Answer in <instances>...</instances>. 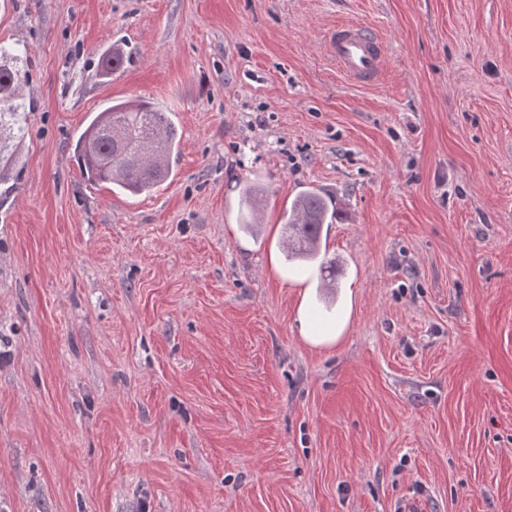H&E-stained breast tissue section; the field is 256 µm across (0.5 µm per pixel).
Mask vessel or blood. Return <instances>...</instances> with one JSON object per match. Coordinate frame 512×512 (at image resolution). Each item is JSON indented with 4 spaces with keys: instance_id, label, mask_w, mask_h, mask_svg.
I'll list each match as a JSON object with an SVG mask.
<instances>
[{
    "instance_id": "b4317fda",
    "label": "vessel or blood",
    "mask_w": 512,
    "mask_h": 512,
    "mask_svg": "<svg viewBox=\"0 0 512 512\" xmlns=\"http://www.w3.org/2000/svg\"><path fill=\"white\" fill-rule=\"evenodd\" d=\"M327 49L337 69L350 80L361 85L379 81L385 65L386 46L368 27L357 23L337 26L328 37Z\"/></svg>"
}]
</instances>
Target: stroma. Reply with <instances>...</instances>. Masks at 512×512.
Instances as JSON below:
<instances>
[{"label":"stroma","mask_w":512,"mask_h":512,"mask_svg":"<svg viewBox=\"0 0 512 512\" xmlns=\"http://www.w3.org/2000/svg\"><path fill=\"white\" fill-rule=\"evenodd\" d=\"M341 23L386 41L375 85L326 56ZM0 43L37 103L0 203V512H512V0H0ZM130 97L180 135L139 197L71 158ZM307 187L346 214L330 302L280 247ZM127 61L125 50L119 44L112 46V50L101 55L98 65V73L105 78L121 69ZM243 188L240 192V206L242 212H247L248 216H244L241 224H245L246 228L257 226V222L253 221V215L257 212L259 198L262 195L263 190L256 188L247 182L241 181ZM252 217V219H251ZM300 333L303 338L312 345H322L336 341L344 332L347 317L340 316L333 324L324 330L322 334H314L306 319L305 308H299Z\"/></svg>","instance_id":"obj_1"}]
</instances>
